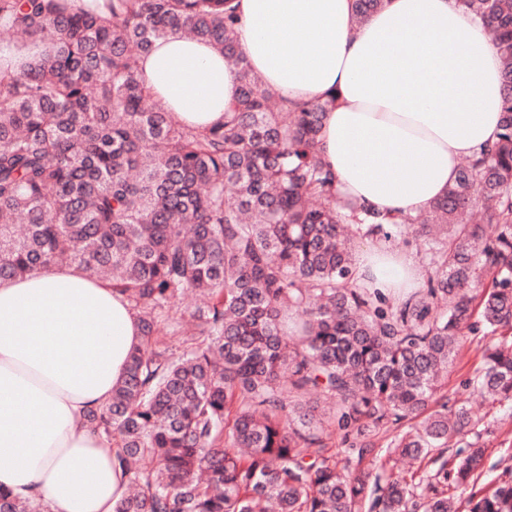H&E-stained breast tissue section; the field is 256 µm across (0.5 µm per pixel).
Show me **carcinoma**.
<instances>
[{
    "label": "carcinoma",
    "mask_w": 512,
    "mask_h": 512,
    "mask_svg": "<svg viewBox=\"0 0 512 512\" xmlns=\"http://www.w3.org/2000/svg\"><path fill=\"white\" fill-rule=\"evenodd\" d=\"M232 0H0V45L49 54L0 75V279L60 260L136 311L142 343L91 414L129 481L115 512H512V479L473 491L474 427L448 405L473 318L512 330V0H460L502 63L496 143L459 168L424 217L342 214L318 152L331 101L286 107L248 68ZM385 0H355L365 21ZM220 46L241 75L224 124L173 122L139 72L172 32ZM430 254L425 286L352 278L355 235L404 229ZM202 303L175 353L173 303ZM474 387L512 399V343L487 347ZM340 436L343 454L328 441ZM386 444L378 446L379 437ZM417 467L394 473L388 458ZM0 491V512H42Z\"/></svg>",
    "instance_id": "cac0c4a2"
}]
</instances>
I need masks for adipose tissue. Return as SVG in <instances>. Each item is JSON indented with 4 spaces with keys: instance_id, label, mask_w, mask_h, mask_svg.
Listing matches in <instances>:
<instances>
[{
    "instance_id": "ef3b65f1",
    "label": "adipose tissue",
    "mask_w": 512,
    "mask_h": 512,
    "mask_svg": "<svg viewBox=\"0 0 512 512\" xmlns=\"http://www.w3.org/2000/svg\"><path fill=\"white\" fill-rule=\"evenodd\" d=\"M249 68L286 105L330 101L321 155L343 200L397 218L426 210L458 164L500 132L501 63L486 22L458 0H387L365 22L354 0H234ZM178 123L222 124L238 69L176 32L140 61ZM366 288H415L411 259L359 255ZM141 342L138 317L105 280L51 265L0 279V490L50 512H113L128 482L85 422Z\"/></svg>"
}]
</instances>
